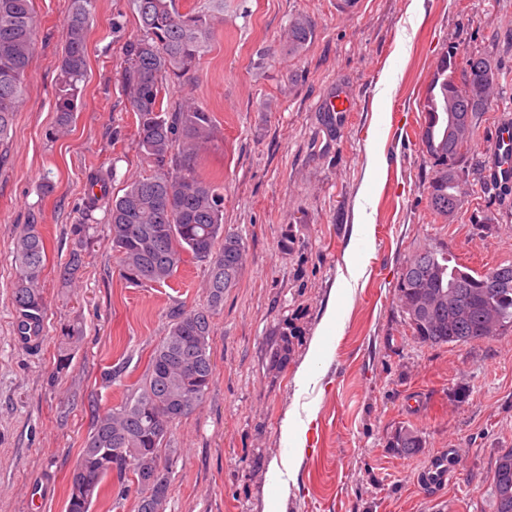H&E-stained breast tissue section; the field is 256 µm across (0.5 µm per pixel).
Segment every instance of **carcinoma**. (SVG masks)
Returning a JSON list of instances; mask_svg holds the SVG:
<instances>
[{"label": "carcinoma", "instance_id": "obj_1", "mask_svg": "<svg viewBox=\"0 0 512 512\" xmlns=\"http://www.w3.org/2000/svg\"><path fill=\"white\" fill-rule=\"evenodd\" d=\"M95 0H71L63 32V48L54 91L58 130L73 122L87 72V39ZM140 27L126 47L124 84L137 117V146L157 167L152 175L126 182L122 194L109 197L107 184L93 182L100 193L89 195L85 210L106 207L112 251L118 255L127 279L138 282L152 270L155 284L168 282L188 256L208 264V306L169 312L165 336L148 360L144 381L134 394L106 412L95 413L80 461L73 471L66 512H90L102 493L107 476L117 481L115 503L130 491L139 498V512H156L157 502L141 488V471H151L155 458L168 443L173 426L203 401L213 379L212 317L224 303V293L235 286L244 263L242 236L224 229L223 189L200 177L198 156L214 142L213 119L193 103L164 105L168 83L190 78L208 52L213 12L222 0H209L186 11L179 0H132ZM37 31L32 0H0V145L8 138L25 93ZM313 36L311 21L298 15L288 26V54L301 53ZM494 72L483 58H473L462 81H456L452 57L445 56L427 87L424 112L437 122L423 126L421 140L434 175L428 195L432 211L445 219L457 210L459 173L479 112L490 102ZM45 242L38 225L27 224L14 249V332L24 340L43 336L46 312L41 281ZM406 280L398 281L401 312L416 306L417 293L409 284L423 282L444 288L464 309L459 316L448 304L432 307L414 323V336L434 345L464 344L490 339L512 328V288H495L486 276L464 274L462 266L432 250L408 259ZM502 319L490 331L485 309ZM195 358L190 370L182 362ZM391 447L403 456L423 448L421 436L402 429ZM494 512H512V474L492 477Z\"/></svg>", "mask_w": 512, "mask_h": 512}]
</instances>
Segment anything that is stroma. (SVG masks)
Here are the masks:
<instances>
[{
  "instance_id": "1",
  "label": "stroma",
  "mask_w": 512,
  "mask_h": 512,
  "mask_svg": "<svg viewBox=\"0 0 512 512\" xmlns=\"http://www.w3.org/2000/svg\"><path fill=\"white\" fill-rule=\"evenodd\" d=\"M70 7L33 0L26 99L0 146V512H66L93 412L142 382L171 307L208 300L207 266L194 260L165 284L125 280L105 209L84 210L95 177L116 195L153 166L134 142L123 83L139 27L130 0H96L79 110L58 132L54 84ZM296 15L314 35L293 56ZM448 54L458 71L481 57L496 73L449 222L430 207L421 143L426 87ZM339 81L358 107L331 127L319 103ZM166 97L212 113L216 141L197 168L223 186L224 226L242 235L246 254L213 317L212 385L162 457L164 512H267L273 496L282 512H433L413 475L445 448L457 449L461 471L443 499L455 512H494L495 459L512 448V329L468 344L420 342L395 286L424 249L472 272L512 265V184L489 176L491 131L512 115V0H360L352 15L337 13L336 0H224L194 79L170 84ZM25 224L46 244L35 348L13 330V251ZM282 331L288 358L274 366L268 344ZM290 417L306 423L305 447L284 446ZM405 428L424 441L417 455L391 446Z\"/></svg>"
}]
</instances>
